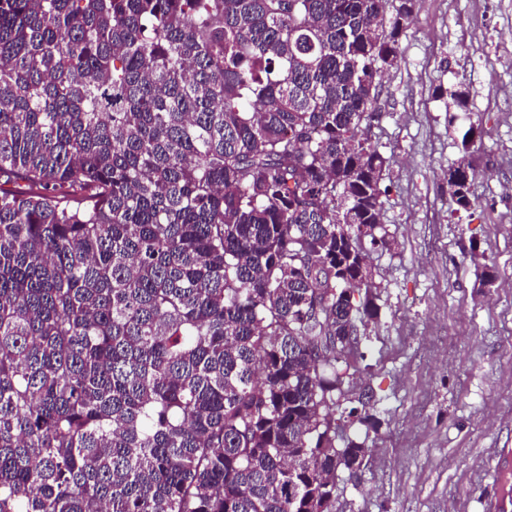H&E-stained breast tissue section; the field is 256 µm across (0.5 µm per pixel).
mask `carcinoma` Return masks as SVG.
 <instances>
[{
  "label": "carcinoma",
  "mask_w": 512,
  "mask_h": 512,
  "mask_svg": "<svg viewBox=\"0 0 512 512\" xmlns=\"http://www.w3.org/2000/svg\"><path fill=\"white\" fill-rule=\"evenodd\" d=\"M413 10L0 0V512H333Z\"/></svg>",
  "instance_id": "1"
}]
</instances>
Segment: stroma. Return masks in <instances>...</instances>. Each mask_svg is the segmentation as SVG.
Segmentation results:
<instances>
[{
    "mask_svg": "<svg viewBox=\"0 0 512 512\" xmlns=\"http://www.w3.org/2000/svg\"><path fill=\"white\" fill-rule=\"evenodd\" d=\"M399 54L375 130L392 248L371 254L379 314L353 376L381 425L347 428L369 453L360 482L338 472L335 512H482L512 496L498 457L512 453V0H415ZM461 84L467 150L435 93ZM466 156L477 177L464 212L446 174Z\"/></svg>",
    "mask_w": 512,
    "mask_h": 512,
    "instance_id": "35a3bbf8",
    "label": "stroma"
}]
</instances>
